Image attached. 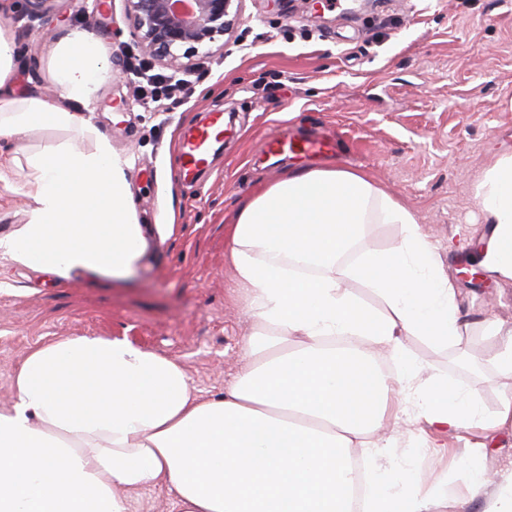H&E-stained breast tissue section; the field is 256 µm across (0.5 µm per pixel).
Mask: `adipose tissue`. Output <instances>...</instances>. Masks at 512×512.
I'll return each instance as SVG.
<instances>
[{"label":"adipose tissue","mask_w":512,"mask_h":512,"mask_svg":"<svg viewBox=\"0 0 512 512\" xmlns=\"http://www.w3.org/2000/svg\"><path fill=\"white\" fill-rule=\"evenodd\" d=\"M15 37L0 29V142L33 129L62 132L26 153V222L0 235V256L59 279H120L145 239L127 160L84 113L112 74L100 42H61L49 101L19 93ZM493 229L473 255L512 280V154L473 186ZM398 224L386 251L361 248L368 225ZM236 296L255 323L246 366L223 395L201 398L175 361L127 339L79 336L30 350L0 410V512H128L127 494L165 485L180 512H434L456 500L448 483L423 487L379 444L367 447L361 497L350 450L394 410L458 431L512 429V397L486 416L467 392L423 374L400 337L443 345L465 325L455 283L414 216L361 174L333 165L289 170L225 225ZM365 282L388 314L365 309L344 283ZM399 365L388 375L373 348ZM462 460L482 512H512V463L487 474Z\"/></svg>","instance_id":"adipose-tissue-1"}]
</instances>
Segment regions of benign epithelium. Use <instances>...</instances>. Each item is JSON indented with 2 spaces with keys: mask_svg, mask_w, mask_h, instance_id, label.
Returning <instances> with one entry per match:
<instances>
[{
  "mask_svg": "<svg viewBox=\"0 0 512 512\" xmlns=\"http://www.w3.org/2000/svg\"><path fill=\"white\" fill-rule=\"evenodd\" d=\"M242 0H125L134 21L139 49L178 71L183 60L209 52L230 33L239 18ZM33 16L47 20L52 0H27Z\"/></svg>",
  "mask_w": 512,
  "mask_h": 512,
  "instance_id": "obj_1",
  "label": "benign epithelium"
}]
</instances>
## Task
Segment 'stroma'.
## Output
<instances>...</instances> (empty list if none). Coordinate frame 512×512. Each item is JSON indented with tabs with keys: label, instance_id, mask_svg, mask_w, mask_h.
I'll return each mask as SVG.
<instances>
[{
	"label": "stroma",
	"instance_id": "35a3bbf8",
	"mask_svg": "<svg viewBox=\"0 0 512 512\" xmlns=\"http://www.w3.org/2000/svg\"><path fill=\"white\" fill-rule=\"evenodd\" d=\"M314 19L304 0L279 11L270 0H243L237 28L188 68L198 81L185 103L151 111L137 99L128 55L137 53L124 0H56L50 24L30 18L25 0H9L0 28L19 45L17 88L57 98L51 67L59 43L81 31L101 38L114 72L87 114L127 169L146 248L126 279L87 284L60 280L0 257V408L25 354L75 336H124L182 365L197 394H223L243 364L240 342L253 328L234 294L224 258V226L261 186L314 159L270 163L261 150L272 130L338 139L336 166L361 173L398 199L457 279L467 328L436 346L407 333L405 351L449 384L473 392L486 414L512 395V377L495 356L512 329V281L480 290L460 281L462 258L489 236L474 197L477 177L512 153V0H379L375 12L348 0H319ZM224 113V148L195 182L179 172L184 131ZM0 146V234L25 221L14 185L26 178ZM416 422L369 433L389 446L425 484L448 480L466 493L468 473L438 465L416 448Z\"/></svg>",
	"mask_w": 512,
	"mask_h": 512
}]
</instances>
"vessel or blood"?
<instances>
[{"label": "vessel or blood", "mask_w": 512, "mask_h": 512, "mask_svg": "<svg viewBox=\"0 0 512 512\" xmlns=\"http://www.w3.org/2000/svg\"><path fill=\"white\" fill-rule=\"evenodd\" d=\"M224 146V115L211 113L208 122L191 127L179 143L180 174L186 179H196L209 168L214 156ZM333 144L321 137L306 134L283 135L272 133L266 141L270 156L293 155L308 157L332 152Z\"/></svg>", "instance_id": "b4317fda"}]
</instances>
